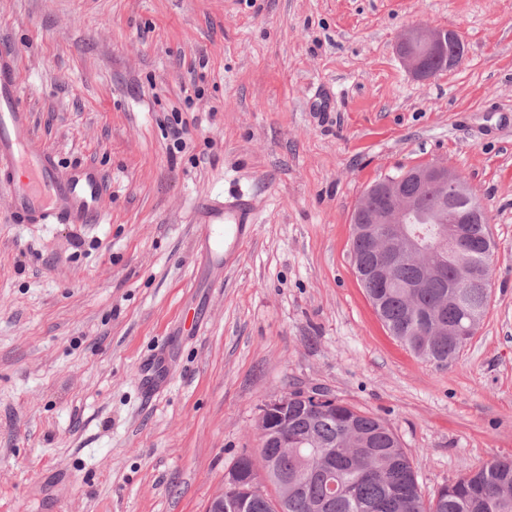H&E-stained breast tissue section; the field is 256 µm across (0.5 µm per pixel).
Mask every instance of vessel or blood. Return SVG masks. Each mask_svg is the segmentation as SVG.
<instances>
[{"label":"vessel or blood","mask_w":512,"mask_h":512,"mask_svg":"<svg viewBox=\"0 0 512 512\" xmlns=\"http://www.w3.org/2000/svg\"><path fill=\"white\" fill-rule=\"evenodd\" d=\"M18 57L0 48V191L8 198L13 224H94L102 218L107 193L105 177L91 164L62 166L36 135L28 107L20 94ZM254 202L240 193L230 198L198 202L197 221L204 238H212L217 225L240 237L251 223ZM140 383L153 395L165 385L163 369L153 360L140 365Z\"/></svg>","instance_id":"1"}]
</instances>
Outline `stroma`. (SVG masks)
I'll list each match as a JSON object with an SVG mask.
<instances>
[{"mask_svg":"<svg viewBox=\"0 0 512 512\" xmlns=\"http://www.w3.org/2000/svg\"><path fill=\"white\" fill-rule=\"evenodd\" d=\"M415 24L460 31L463 63L413 76ZM0 41L39 135L110 185L82 230L8 223L0 193V512H204L296 389L385 421L427 497L512 458V0H0ZM433 162L497 244L443 365L390 334L352 260L368 187ZM239 188L255 222L219 266L194 209ZM140 383L144 392L155 395L166 383L162 366L155 360H145L140 365Z\"/></svg>","mask_w":512,"mask_h":512,"instance_id":"stroma-1","label":"stroma"}]
</instances>
